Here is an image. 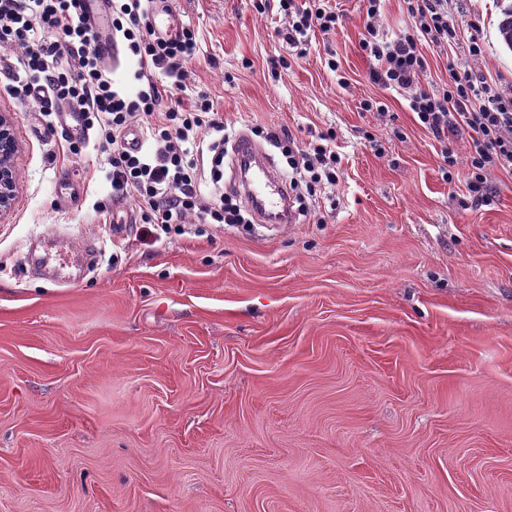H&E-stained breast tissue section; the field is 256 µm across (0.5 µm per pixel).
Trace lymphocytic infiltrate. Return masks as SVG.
<instances>
[{
  "label": "lymphocytic infiltrate",
  "mask_w": 512,
  "mask_h": 512,
  "mask_svg": "<svg viewBox=\"0 0 512 512\" xmlns=\"http://www.w3.org/2000/svg\"><path fill=\"white\" fill-rule=\"evenodd\" d=\"M284 25L279 40L305 54L309 34L335 29L339 16L325 0H278ZM366 33L359 45L375 62L372 83L406 97L417 121L441 141L444 175L454 179L457 155L450 134H468L465 188L472 201L491 204L488 174L512 171V94H505L474 70L448 67V86L434 93L423 89L420 76L427 61L422 43H457L448 15L449 0H407L415 27L385 36L376 23L383 0H366ZM112 32L119 36L134 67L123 74L105 68L97 51L101 31L87 18L83 0H0V47L21 46L20 70L6 88L23 101L38 96L44 116L58 103H77L86 129L108 151L106 179L116 198L135 199L143 223L168 230L195 217L201 224H250L254 209L240 193L218 191L223 180L224 120L207 95L191 102L163 105L155 73L185 79L184 65L197 51L194 29L174 37L157 35L150 22L148 0H110ZM141 134L139 148L126 145L130 128ZM333 133L315 142L290 146L289 187L314 191L336 183L339 158Z\"/></svg>",
  "instance_id": "obj_1"
}]
</instances>
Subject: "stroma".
Listing matches in <instances>:
<instances>
[{
	"instance_id": "stroma-1",
	"label": "stroma",
	"mask_w": 512,
	"mask_h": 512,
	"mask_svg": "<svg viewBox=\"0 0 512 512\" xmlns=\"http://www.w3.org/2000/svg\"><path fill=\"white\" fill-rule=\"evenodd\" d=\"M509 3L451 0L484 52L424 44L422 86L446 88L454 62L512 88ZM329 4L339 24L296 57L276 6L170 3L198 34L188 90L230 137L281 166L263 131L335 130L336 183L292 224L144 235L96 141L51 158L68 130L7 96L20 51L0 47L18 144L0 214V512H512V173H489L490 205L464 203L405 98L368 79L365 0ZM43 239L93 241L96 262L56 284L27 262Z\"/></svg>"
}]
</instances>
